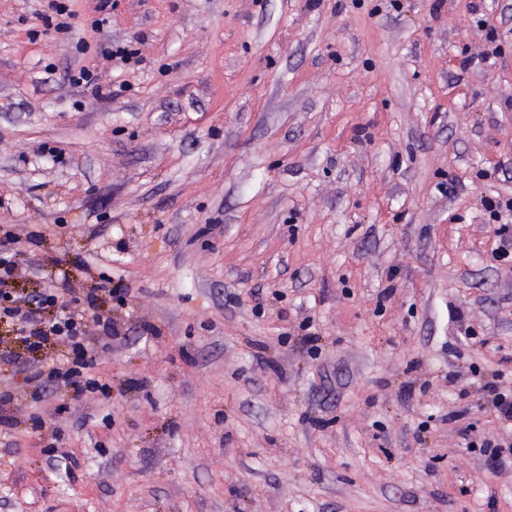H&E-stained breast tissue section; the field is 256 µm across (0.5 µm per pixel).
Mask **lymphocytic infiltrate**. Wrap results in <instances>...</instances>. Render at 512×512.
Segmentation results:
<instances>
[{
	"label": "lymphocytic infiltrate",
	"mask_w": 512,
	"mask_h": 512,
	"mask_svg": "<svg viewBox=\"0 0 512 512\" xmlns=\"http://www.w3.org/2000/svg\"><path fill=\"white\" fill-rule=\"evenodd\" d=\"M19 271L11 246L0 241V322L12 325L16 340L29 350L35 351L47 344L60 342L71 351L70 358L66 360L40 363L30 368L28 382L33 387V398H40L45 383L51 381L72 388L78 396L99 390L98 380L90 375L94 360L88 357L84 345L83 312L70 309L53 292L41 293L36 308L23 307L20 296L14 291ZM51 307L56 310L54 317L41 322L39 327H32L37 309Z\"/></svg>",
	"instance_id": "lymphocytic-infiltrate-1"
}]
</instances>
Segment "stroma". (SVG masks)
I'll return each mask as SVG.
<instances>
[{
  "instance_id": "stroma-1",
  "label": "stroma",
  "mask_w": 512,
  "mask_h": 512,
  "mask_svg": "<svg viewBox=\"0 0 512 512\" xmlns=\"http://www.w3.org/2000/svg\"><path fill=\"white\" fill-rule=\"evenodd\" d=\"M98 4L0 0L16 288L116 330L36 400L0 323V512H512V0Z\"/></svg>"
}]
</instances>
